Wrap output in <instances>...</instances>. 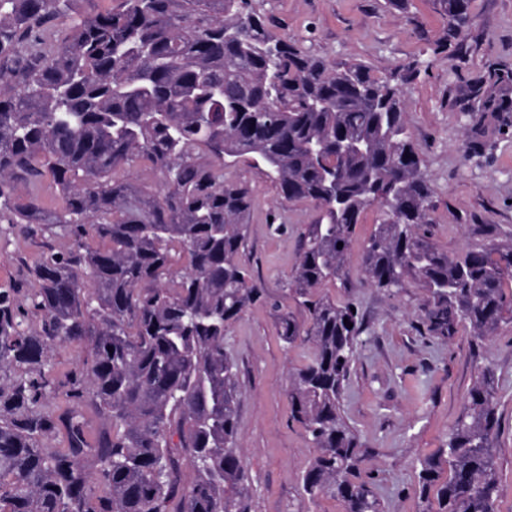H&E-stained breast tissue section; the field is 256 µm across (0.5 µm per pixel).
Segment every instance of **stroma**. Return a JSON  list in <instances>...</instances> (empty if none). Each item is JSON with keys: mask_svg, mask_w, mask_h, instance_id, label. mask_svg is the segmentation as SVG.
Masks as SVG:
<instances>
[{"mask_svg": "<svg viewBox=\"0 0 512 512\" xmlns=\"http://www.w3.org/2000/svg\"><path fill=\"white\" fill-rule=\"evenodd\" d=\"M279 34L308 53L338 63L357 62L376 74L404 76L405 117L432 188L427 236L455 254L468 246L512 240V0H474L470 21L452 36L436 0H409L403 11L387 0H251ZM228 178L248 184L252 207L240 249L269 298L296 303L285 287L297 262V238L316 218L313 203L279 206L275 184L261 169L239 161ZM279 225H272V214ZM377 210L355 229L349 259L352 287L323 294L356 303L368 325L352 369L342 415L366 451V467L384 512H427L420 490L421 459L448 445L479 370L498 384L496 445L498 512H512V322L480 341L465 327L446 339L429 336L424 296L416 283L395 293L364 284L360 258L374 232ZM68 246L56 229L24 234L0 223V290L26 295L29 269ZM241 381L238 443L253 487L251 512H343L326 496L300 495L312 458L302 428L292 423L288 383L312 348H287L275 314L256 303L232 322L224 339Z\"/></svg>", "mask_w": 512, "mask_h": 512, "instance_id": "1", "label": "stroma"}]
</instances>
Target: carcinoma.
<instances>
[{"label":"carcinoma","mask_w":512,"mask_h":512,"mask_svg":"<svg viewBox=\"0 0 512 512\" xmlns=\"http://www.w3.org/2000/svg\"><path fill=\"white\" fill-rule=\"evenodd\" d=\"M76 2L0 0V223L69 241L30 268L38 288L25 300L0 291V373L17 371L0 377V512H249L239 371L224 346L227 326L263 298L238 258L252 190L224 175L241 157L281 202L318 209L287 283L305 318L272 304L280 341L312 346L288 391L313 450L301 496L382 512L341 414L366 326L354 303L318 290L347 285L355 227L375 207L367 282L397 291L413 280L430 335L462 324L486 339L512 321V241L450 256L420 233L431 186L402 89L307 54L249 0ZM438 3L462 31L472 0ZM139 162L158 189L131 177ZM64 345L89 346L65 381L45 370ZM60 392L69 410L44 412ZM494 394L485 367L448 447L420 462L435 512H497ZM88 403L112 423L94 441ZM60 429L67 447H45Z\"/></svg>","instance_id":"1"}]
</instances>
